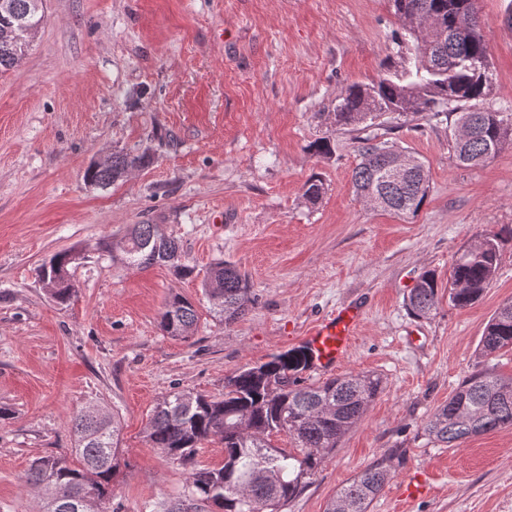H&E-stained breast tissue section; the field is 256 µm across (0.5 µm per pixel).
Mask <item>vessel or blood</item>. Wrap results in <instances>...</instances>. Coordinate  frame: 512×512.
<instances>
[{"label":"vessel or blood","mask_w":512,"mask_h":512,"mask_svg":"<svg viewBox=\"0 0 512 512\" xmlns=\"http://www.w3.org/2000/svg\"><path fill=\"white\" fill-rule=\"evenodd\" d=\"M359 323V311L345 307L318 324L305 338L311 370H334L347 355Z\"/></svg>","instance_id":"1"}]
</instances>
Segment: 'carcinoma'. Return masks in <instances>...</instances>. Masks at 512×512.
<instances>
[{"instance_id": "carcinoma-1", "label": "carcinoma", "mask_w": 512, "mask_h": 512, "mask_svg": "<svg viewBox=\"0 0 512 512\" xmlns=\"http://www.w3.org/2000/svg\"><path fill=\"white\" fill-rule=\"evenodd\" d=\"M399 30L394 43L405 49L401 65L372 85L347 84L336 95L327 114L330 123L361 133L357 137L359 162L352 181L366 203L396 214H417L429 190L423 161L398 183L383 179V169L404 150L372 131L387 114L401 116L432 112L454 113V125L468 122L461 140L451 136L456 160L463 167L478 166L512 143V112L473 111L470 103L485 99L493 89L491 63L476 14L474 0H392ZM3 17L35 21L30 0H7ZM18 59L13 48L0 40V74L13 69ZM314 155L329 158L335 152L327 137L308 145ZM150 162L149 154L118 152L107 165L89 167L85 180L107 187L130 170ZM326 193L321 175H311L303 198L317 204ZM103 252L127 266L147 268L167 265L180 277L194 268L182 258L179 243L161 224H135L117 240H105ZM71 251L55 254L40 268V275L55 281L53 300L67 304L75 293L69 261ZM498 271V243L485 236L466 248L452 265L448 302L464 308L478 301ZM201 286L216 313L230 325L252 304L247 275L233 263L218 261L206 271ZM441 298L435 272L426 271L408 297L407 308L416 318H426ZM197 324L193 304L173 293L160 314L161 330L186 339ZM512 348V300L503 303L486 324L478 354L487 358ZM308 367L306 350L294 348L271 356L260 365L241 368L230 376L220 398L175 392L154 408L145 442L187 473L184 498L165 512H283L320 470L325 455L364 416L382 389L376 375L348 374L304 384L299 374ZM512 427V377L488 369L472 373L438 406L424 424L429 439L445 448H457L469 439ZM77 437L74 454L80 466L65 456H45L32 462L28 480L48 491L44 512H74L73 503H85L79 512H107L112 498V478L117 472L120 425L116 417L78 413L71 422ZM283 433L290 447L268 443ZM210 439L224 447V463L198 468L195 455ZM391 479L387 459L373 463L340 488L326 512H369L370 505Z\"/></svg>"}]
</instances>
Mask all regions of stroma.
Masks as SVG:
<instances>
[{
    "label": "stroma",
    "instance_id": "35a3bbf8",
    "mask_svg": "<svg viewBox=\"0 0 512 512\" xmlns=\"http://www.w3.org/2000/svg\"><path fill=\"white\" fill-rule=\"evenodd\" d=\"M494 71L485 109L512 112V0H476ZM46 21L0 75V512H41L27 473L69 454L72 418L91 407L121 426L115 512L178 500L186 472L144 441L174 392L219 397L235 371L301 346L337 308L364 315L336 375L379 376L382 390L285 512H324L363 468L388 457L393 477L370 512H512V428L440 448L423 425L459 384L487 368L512 375V349L477 354L484 327L512 299V145L458 166L453 116L394 123L389 141L423 160L429 195L417 215L366 205L352 186L355 135L322 117L350 83L371 84L399 59L391 0H45ZM329 137L332 158L309 152ZM152 162L100 188L86 168L112 153ZM328 190L308 204L302 186ZM161 224L195 272L126 268L103 239ZM494 235L498 272L475 304L440 301L426 319L405 299L419 276L447 281L456 255ZM64 250L76 293L57 305L38 268ZM245 272L255 298L232 325L201 280L216 260ZM193 302L191 338L164 334L171 293ZM426 473L429 488L399 490Z\"/></svg>",
    "mask_w": 512,
    "mask_h": 512
}]
</instances>
